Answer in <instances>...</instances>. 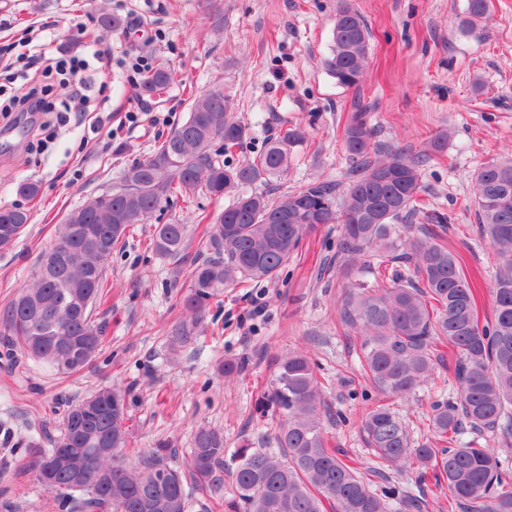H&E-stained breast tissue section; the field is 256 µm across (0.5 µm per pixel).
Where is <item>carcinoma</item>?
I'll return each mask as SVG.
<instances>
[{"label":"carcinoma","instance_id":"1","mask_svg":"<svg viewBox=\"0 0 512 512\" xmlns=\"http://www.w3.org/2000/svg\"><path fill=\"white\" fill-rule=\"evenodd\" d=\"M487 11L488 0H467L461 28L482 21ZM332 40L326 70L344 87L358 85L369 29L347 3L336 10ZM171 81L172 73L159 65L142 91L153 95ZM247 136L224 92L196 96L187 119L123 169L122 190L105 191L71 210L42 254L63 248L61 261L52 270L38 267L0 312V339L11 355L34 359L53 376L87 367L103 343L105 328L93 317V305L109 296L105 271L112 255L124 250L135 225L148 223L172 200L190 209L202 194L232 197L224 211L198 215L206 257L189 270L190 292L171 328L175 348L193 344L204 331L205 307L217 289L242 279H276L305 236L338 224L336 257L344 272L376 259L375 281L353 285L338 310L342 325L362 337L356 350L360 377L381 394L361 418L371 454L386 467L412 466L420 483L431 478L446 485L448 512H512L509 462L495 448L462 440L467 429L512 431V164L488 162L475 175L479 225L499 258L494 314L483 322L473 281L440 241L445 213H424L416 232L401 224L417 214L422 167L445 149L448 134L418 152L402 147L383 154L372 144L366 113L353 112L344 128L352 160L347 186L316 180L277 198L262 186L288 170L305 129L286 126L255 156L236 162L233 149ZM216 141L221 146L214 152ZM28 222L24 208L0 207V248L14 244ZM187 234L188 225L177 220L158 224L152 248L174 258ZM396 260L405 271L388 268ZM448 355L455 358V397L432 405L433 438L416 441L390 399L409 397ZM323 388L308 356L288 355L257 403L259 418L273 428L267 445L229 454L224 430L200 427L184 470L169 464L172 448L165 440L128 462L121 454L130 444L124 397L100 389L68 405L50 447L32 445V473L69 512H188L194 495L204 500L205 512H423L421 494L374 492L359 460L328 446L323 420L331 410ZM101 434L112 453L94 452ZM71 451L88 459L84 481L57 463ZM227 483L229 497L223 495Z\"/></svg>","mask_w":512,"mask_h":512}]
</instances>
